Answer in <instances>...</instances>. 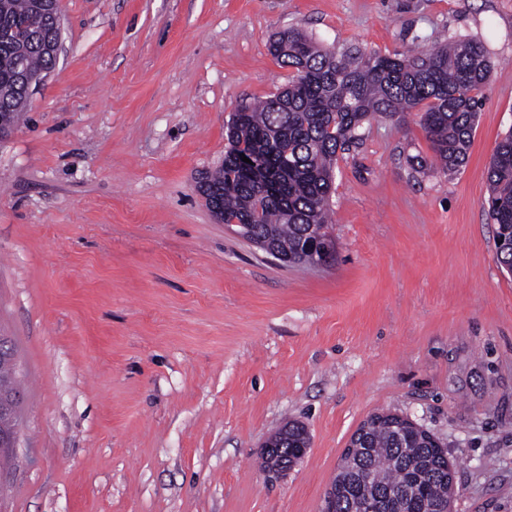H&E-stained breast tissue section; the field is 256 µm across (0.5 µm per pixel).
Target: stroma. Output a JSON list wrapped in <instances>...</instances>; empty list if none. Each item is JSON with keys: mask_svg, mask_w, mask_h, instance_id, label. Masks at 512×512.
<instances>
[{"mask_svg": "<svg viewBox=\"0 0 512 512\" xmlns=\"http://www.w3.org/2000/svg\"><path fill=\"white\" fill-rule=\"evenodd\" d=\"M290 28L382 53L473 38L495 63L457 174L418 116L363 127L326 266L280 263L196 189L230 114L287 85L268 42ZM511 129L512 0H63L56 68L0 142L21 395L0 512H323L379 412L446 443L452 512H512V275L484 205ZM291 421L310 447L266 474Z\"/></svg>", "mask_w": 512, "mask_h": 512, "instance_id": "stroma-1", "label": "stroma"}]
</instances>
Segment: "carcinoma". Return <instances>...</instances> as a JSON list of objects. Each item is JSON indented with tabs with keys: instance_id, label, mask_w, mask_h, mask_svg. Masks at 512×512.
<instances>
[{
	"instance_id": "carcinoma-1",
	"label": "carcinoma",
	"mask_w": 512,
	"mask_h": 512,
	"mask_svg": "<svg viewBox=\"0 0 512 512\" xmlns=\"http://www.w3.org/2000/svg\"><path fill=\"white\" fill-rule=\"evenodd\" d=\"M51 13L35 0H0V123L17 128L28 103L21 75L51 71ZM270 53L293 70L288 85L254 106H239L227 126L224 162L199 184L219 192L224 219L248 225L244 237L275 249L291 265L334 255L328 237L338 153L360 140L363 124L418 112L433 158L454 174L468 161L482 90L493 60L474 39L425 51L382 54L323 48L290 29ZM247 157L250 162L242 161ZM485 203L495 224L496 260L512 272V131L499 141L486 173ZM266 444L296 456L308 445L292 422ZM455 464L420 433L391 416L369 424L350 464L336 474V512H358L372 498L376 512H435L451 505Z\"/></svg>"
}]
</instances>
